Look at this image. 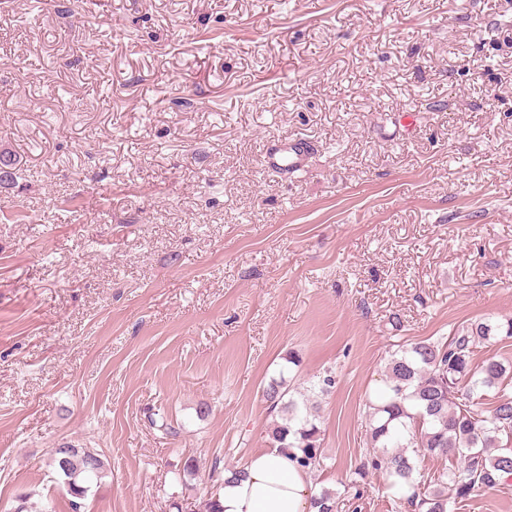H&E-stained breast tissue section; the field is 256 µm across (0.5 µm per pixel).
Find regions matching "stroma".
I'll list each match as a JSON object with an SVG mask.
<instances>
[{
  "mask_svg": "<svg viewBox=\"0 0 512 512\" xmlns=\"http://www.w3.org/2000/svg\"><path fill=\"white\" fill-rule=\"evenodd\" d=\"M1 149L0 512H199L326 369L313 490L404 512L341 482L392 351L512 317V0H15ZM309 157L307 144L293 139L267 148L262 156V165L276 172H295L306 168ZM59 448H53L47 466L63 478L68 494L82 500L90 490L91 483L100 481L106 476V468L100 454L88 448H72L64 467L59 463Z\"/></svg>",
  "mask_w": 512,
  "mask_h": 512,
  "instance_id": "35a3bbf8",
  "label": "stroma"
}]
</instances>
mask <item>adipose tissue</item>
<instances>
[{
    "label": "adipose tissue",
    "instance_id": "adipose-tissue-1",
    "mask_svg": "<svg viewBox=\"0 0 512 512\" xmlns=\"http://www.w3.org/2000/svg\"><path fill=\"white\" fill-rule=\"evenodd\" d=\"M245 478L219 491L224 512H311L307 471L287 454L272 450L252 455Z\"/></svg>",
    "mask_w": 512,
    "mask_h": 512
}]
</instances>
